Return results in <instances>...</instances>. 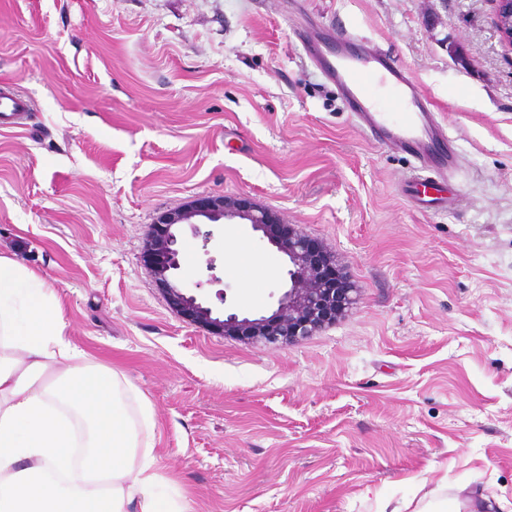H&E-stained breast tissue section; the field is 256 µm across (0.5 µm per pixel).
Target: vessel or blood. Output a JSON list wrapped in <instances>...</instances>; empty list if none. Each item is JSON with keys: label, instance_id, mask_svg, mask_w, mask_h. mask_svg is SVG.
<instances>
[{"label": "vessel or blood", "instance_id": "vessel-or-blood-1", "mask_svg": "<svg viewBox=\"0 0 512 512\" xmlns=\"http://www.w3.org/2000/svg\"><path fill=\"white\" fill-rule=\"evenodd\" d=\"M309 56L364 132L388 150L416 161L417 170L406 179L403 193L412 206H425L428 201L421 186H440L454 168L456 154L436 112L421 98L407 70L366 45L331 50L314 42ZM27 114L26 99L0 92L1 124L17 122Z\"/></svg>", "mask_w": 512, "mask_h": 512}]
</instances>
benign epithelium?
I'll return each instance as SVG.
<instances>
[{"instance_id": "benign-epithelium-1", "label": "benign epithelium", "mask_w": 512, "mask_h": 512, "mask_svg": "<svg viewBox=\"0 0 512 512\" xmlns=\"http://www.w3.org/2000/svg\"><path fill=\"white\" fill-rule=\"evenodd\" d=\"M496 5V28L503 46L512 50V0H493ZM240 219L283 253L289 262L288 288L278 299L277 307L267 315L241 316L237 313L216 315L213 309L198 302L170 281L180 268L174 227L193 226L202 247H208L214 230L200 224H217L221 220ZM321 244L300 233L292 225L279 224L270 211L255 206L242 196H200L185 207L169 212L153 226L144 258L165 288L172 307L183 318L215 333L250 343L261 337L271 341L299 342L336 320V314L348 307L354 289L344 288L323 271Z\"/></svg>"}]
</instances>
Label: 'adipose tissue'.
I'll return each mask as SVG.
<instances>
[{
	"label": "adipose tissue",
	"instance_id": "obj_1",
	"mask_svg": "<svg viewBox=\"0 0 512 512\" xmlns=\"http://www.w3.org/2000/svg\"><path fill=\"white\" fill-rule=\"evenodd\" d=\"M68 328L52 286L0 254V512H188L157 490L150 403Z\"/></svg>",
	"mask_w": 512,
	"mask_h": 512
}]
</instances>
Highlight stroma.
Listing matches in <instances>:
<instances>
[{"mask_svg": "<svg viewBox=\"0 0 512 512\" xmlns=\"http://www.w3.org/2000/svg\"><path fill=\"white\" fill-rule=\"evenodd\" d=\"M366 38L458 157L448 211L402 194L311 64ZM0 253L54 287L73 342L151 403L156 472L191 512H393L461 485L512 502V51L493 0H0ZM244 195L318 239L355 289L300 342L242 343L171 308L142 258L162 214ZM179 226L185 292L276 306L246 224ZM223 280L204 283L207 262ZM28 102L16 93L0 92V123H15L28 116Z\"/></svg>", "mask_w": 512, "mask_h": 512, "instance_id": "1", "label": "stroma"}]
</instances>
